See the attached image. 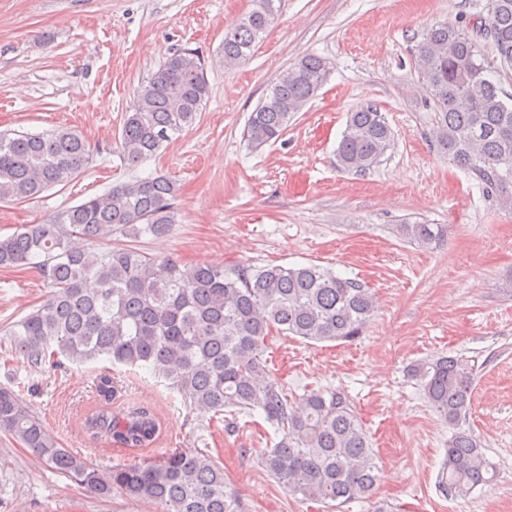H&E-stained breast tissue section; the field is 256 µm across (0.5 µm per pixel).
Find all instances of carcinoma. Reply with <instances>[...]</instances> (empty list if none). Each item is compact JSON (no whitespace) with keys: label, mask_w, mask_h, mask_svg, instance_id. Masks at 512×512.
<instances>
[{"label":"carcinoma","mask_w":512,"mask_h":512,"mask_svg":"<svg viewBox=\"0 0 512 512\" xmlns=\"http://www.w3.org/2000/svg\"><path fill=\"white\" fill-rule=\"evenodd\" d=\"M276 0H253L252 10L224 29V64L246 61L273 24ZM500 66L460 27L443 22L412 47L414 67L436 108L432 138L482 192L512 212V94L501 68L512 67V0H489L486 16ZM327 62L314 54L294 62L250 113L248 146L279 140L326 81ZM208 96L204 63L178 50L137 91L121 127L122 157L137 167L173 135L192 126ZM392 131L382 112L366 104L350 113L336 148V166L355 173L375 166L389 150ZM92 162L74 130L0 133V202H24L66 186ZM175 184L165 176L136 177L90 197L43 224H23L0 239V268L32 267L50 293L5 336L11 352L32 368L62 357L85 363L145 368L170 381L202 416L224 412L262 415L279 440L261 466L291 496L326 504L372 496L377 476L369 435L348 399L333 389L298 400L275 382L264 358L272 331L308 342L359 337L375 309L368 289L316 265L185 266L135 248L89 251L112 232L137 238L167 235L175 224ZM402 237L422 245L440 240L439 224H399ZM424 397L448 423L440 483L465 496L496 476L470 430L475 365L441 356L411 369ZM102 401L82 431L109 446L152 447L162 426L144 407L114 412L112 376L99 377ZM0 432L31 449L52 469L88 491L108 497L120 490L148 499L162 512H249L205 448L174 449L157 458L104 471L59 447L41 419L14 390L0 387Z\"/></svg>","instance_id":"cac0c4a2"}]
</instances>
